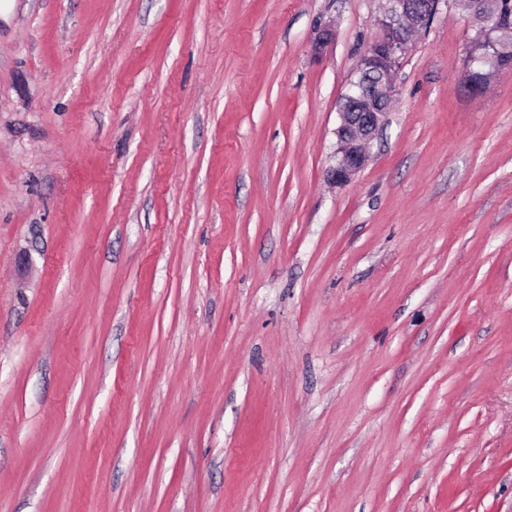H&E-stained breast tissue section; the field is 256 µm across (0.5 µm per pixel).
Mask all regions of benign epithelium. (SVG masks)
<instances>
[{"label":"benign epithelium","mask_w":512,"mask_h":512,"mask_svg":"<svg viewBox=\"0 0 512 512\" xmlns=\"http://www.w3.org/2000/svg\"><path fill=\"white\" fill-rule=\"evenodd\" d=\"M379 34L361 59L359 75H368L366 91L358 98L347 91L339 106L335 130V164L327 178L345 183L365 165L367 150L391 107L392 84L401 56L412 37L425 27L438 11L441 0H379ZM335 39L329 25L318 29L313 50L323 54Z\"/></svg>","instance_id":"benign-epithelium-1"}]
</instances>
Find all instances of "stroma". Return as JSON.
Listing matches in <instances>:
<instances>
[{
	"mask_svg": "<svg viewBox=\"0 0 512 512\" xmlns=\"http://www.w3.org/2000/svg\"><path fill=\"white\" fill-rule=\"evenodd\" d=\"M378 12L0 0V512H512V69L331 184Z\"/></svg>",
	"mask_w": 512,
	"mask_h": 512,
	"instance_id": "1",
	"label": "stroma"
}]
</instances>
